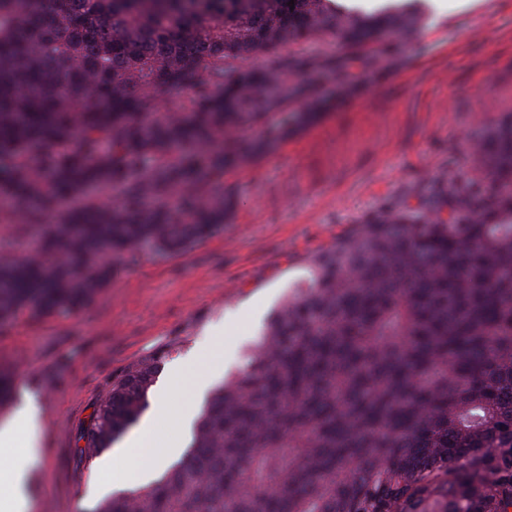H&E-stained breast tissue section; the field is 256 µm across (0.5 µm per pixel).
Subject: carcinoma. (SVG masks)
<instances>
[{"label": "carcinoma", "instance_id": "cac0c4a2", "mask_svg": "<svg viewBox=\"0 0 512 512\" xmlns=\"http://www.w3.org/2000/svg\"><path fill=\"white\" fill-rule=\"evenodd\" d=\"M427 19L424 0H0V224L36 243L0 256V325L221 231L224 171L288 137L271 116L320 108L298 77L332 57L286 46L381 53ZM475 160L490 186L442 177L313 255L183 459L92 512H512V119ZM167 356L112 382L86 461L138 423Z\"/></svg>", "mask_w": 512, "mask_h": 512}]
</instances>
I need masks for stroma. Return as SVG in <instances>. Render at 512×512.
<instances>
[{"instance_id":"obj_1","label":"stroma","mask_w":512,"mask_h":512,"mask_svg":"<svg viewBox=\"0 0 512 512\" xmlns=\"http://www.w3.org/2000/svg\"><path fill=\"white\" fill-rule=\"evenodd\" d=\"M415 44L398 40L376 72L350 69L315 88L330 107L272 152L228 172L233 210L221 232L168 257L143 256L116 271L88 309L21 313L0 328V368L15 372L13 403L40 411L31 512H83L103 481L80 460L82 431L131 365L167 352L159 385L175 367L196 370L203 343L230 324L231 358L211 356L216 378L244 350L308 259L390 202L417 204L440 176L478 172L471 142L512 113V0H427Z\"/></svg>"}]
</instances>
